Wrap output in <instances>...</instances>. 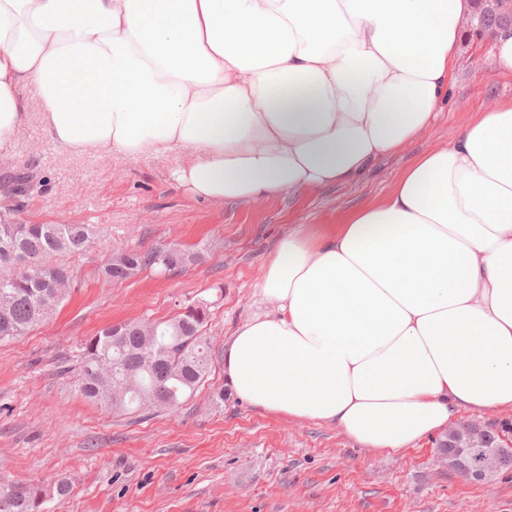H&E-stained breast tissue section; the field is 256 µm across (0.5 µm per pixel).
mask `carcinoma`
<instances>
[{"label": "carcinoma", "mask_w": 512, "mask_h": 512, "mask_svg": "<svg viewBox=\"0 0 512 512\" xmlns=\"http://www.w3.org/2000/svg\"><path fill=\"white\" fill-rule=\"evenodd\" d=\"M479 15L488 24L512 28V0H477ZM89 224H0V341L14 339L35 323L54 314L63 301L69 270L46 264L57 252H81L91 242ZM168 248L126 250L103 267L114 282L127 280L118 268L121 257L144 270L178 272L201 258L183 250L180 259L162 263ZM207 315L181 312L151 325V330L126 336L100 329L83 344V356L74 376L79 394L114 413L174 409L201 386L209 372ZM70 483L59 478L50 485H16L0 481V512H41L45 499L62 500Z\"/></svg>", "instance_id": "1"}]
</instances>
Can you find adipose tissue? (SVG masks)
Wrapping results in <instances>:
<instances>
[{"label": "adipose tissue", "mask_w": 512, "mask_h": 512, "mask_svg": "<svg viewBox=\"0 0 512 512\" xmlns=\"http://www.w3.org/2000/svg\"><path fill=\"white\" fill-rule=\"evenodd\" d=\"M467 0H0V144L32 89L55 144L188 155L215 203L356 180L428 127ZM224 347L252 407L395 452L512 409V108L420 155L336 233L267 258Z\"/></svg>", "instance_id": "obj_1"}]
</instances>
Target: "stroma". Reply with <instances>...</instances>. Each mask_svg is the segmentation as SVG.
Instances as JSON below:
<instances>
[{
    "instance_id": "stroma-1",
    "label": "stroma",
    "mask_w": 512,
    "mask_h": 512,
    "mask_svg": "<svg viewBox=\"0 0 512 512\" xmlns=\"http://www.w3.org/2000/svg\"><path fill=\"white\" fill-rule=\"evenodd\" d=\"M506 106L512 71L500 70L492 42L465 25L448 96L422 137L349 184L211 203L173 182L179 152L59 147L30 98L22 131L0 149V207L15 224H90L94 235L84 253L54 256L72 281L52 317L0 342V480L67 478L71 494L48 497L42 512H512V468L466 479L449 467L443 436L379 452L337 426L255 409L224 382L225 342L268 309L258 283L281 238L300 225L333 231L384 203L420 154ZM161 246L202 258L123 282L101 273L117 252ZM201 299L210 372L180 408L119 416L77 393L68 370L88 337L113 323L171 319Z\"/></svg>"
}]
</instances>
